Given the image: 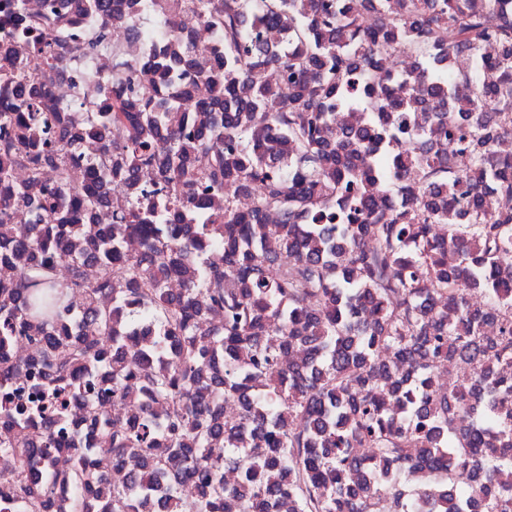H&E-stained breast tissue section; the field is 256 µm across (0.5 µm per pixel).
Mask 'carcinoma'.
Instances as JSON below:
<instances>
[{
	"label": "carcinoma",
	"mask_w": 512,
	"mask_h": 512,
	"mask_svg": "<svg viewBox=\"0 0 512 512\" xmlns=\"http://www.w3.org/2000/svg\"><path fill=\"white\" fill-rule=\"evenodd\" d=\"M254 2L193 0L223 35L224 69L240 76L224 85V111L189 114L194 132L164 130V99L138 96L131 81L112 90V111L86 117L125 130L111 142L96 133L94 162L112 160L127 179L152 169L159 184L93 240L71 220L101 194L63 181L39 223L9 221L25 202L10 190L11 165L63 174L73 155L34 94L0 108V249L14 265L0 279V419L25 415L4 387L13 337L38 346L48 390L44 438L0 441L16 461L0 482L26 512H145L162 495L179 512L191 479L195 512H269L272 500L288 512H470L474 501L512 512V212L489 205L512 197V158L490 154L512 137V5L363 0L375 14L363 28L355 0ZM15 9L27 22L6 32L0 21V40L30 41L53 70L42 31L55 16ZM491 39L501 53L484 58ZM392 48L404 69L389 68ZM466 55L474 64L460 70ZM272 66L284 84L266 81ZM361 102L363 123L337 130L335 108ZM272 130L295 147L284 167ZM210 141L200 169L192 154ZM252 184L262 195L242 213L233 196ZM202 186L226 191L224 213H203ZM271 208L280 223H263ZM166 209L177 223H161ZM132 233L144 241L135 259L124 254ZM271 238L288 268L265 248ZM213 246L222 267L206 263ZM89 261L103 269L95 282ZM173 275L185 288L170 298ZM145 280L154 287H133ZM476 289L486 303L474 308ZM73 294L112 295L111 310L84 312L98 335L66 334ZM213 312L224 313L220 332L207 329ZM444 363L469 374L440 394ZM72 397L89 403L87 448L58 434ZM103 400L124 405L127 422L94 411ZM228 400L239 406L230 420Z\"/></svg>",
	"instance_id": "obj_1"
}]
</instances>
